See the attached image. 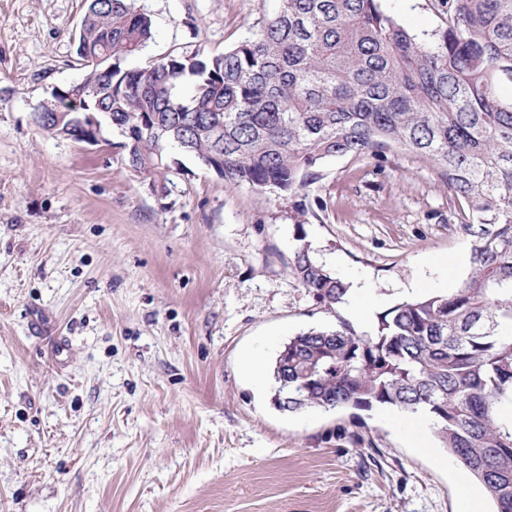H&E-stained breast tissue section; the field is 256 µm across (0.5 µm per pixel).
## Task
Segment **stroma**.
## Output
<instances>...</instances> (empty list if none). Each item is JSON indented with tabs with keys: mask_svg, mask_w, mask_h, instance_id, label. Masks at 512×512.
Wrapping results in <instances>:
<instances>
[{
	"mask_svg": "<svg viewBox=\"0 0 512 512\" xmlns=\"http://www.w3.org/2000/svg\"><path fill=\"white\" fill-rule=\"evenodd\" d=\"M152 38L135 67L220 54L278 0H140ZM419 38L443 0H381ZM86 0H0V512H464L470 474L411 417L381 407L279 411L289 337L355 321L292 275L294 253L372 283L375 312L448 293L469 273L454 199L426 158L332 157L299 193L231 185L172 149L156 194L118 131L88 146L34 111L76 79Z\"/></svg>",
	"mask_w": 512,
	"mask_h": 512,
	"instance_id": "1",
	"label": "stroma"
}]
</instances>
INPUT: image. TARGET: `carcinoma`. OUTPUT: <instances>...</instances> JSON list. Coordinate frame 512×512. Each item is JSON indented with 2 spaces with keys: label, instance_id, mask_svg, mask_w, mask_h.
Segmentation results:
<instances>
[{
  "label": "carcinoma",
  "instance_id": "cac0c4a2",
  "mask_svg": "<svg viewBox=\"0 0 512 512\" xmlns=\"http://www.w3.org/2000/svg\"><path fill=\"white\" fill-rule=\"evenodd\" d=\"M448 28L431 41L400 25L380 0H278L261 29L217 55H168L127 66L152 36L137 0H88L75 33L78 104L62 125L110 112L128 166L170 182V149L200 163L220 155L224 181L291 192L336 156L379 159L395 149L431 160L464 203L459 233L471 270L453 291L405 300L358 332L288 338L276 357L281 411L371 409L429 415L441 444L512 512V0H446ZM292 274L334 310L349 285L300 246Z\"/></svg>",
  "mask_w": 512,
  "mask_h": 512
}]
</instances>
